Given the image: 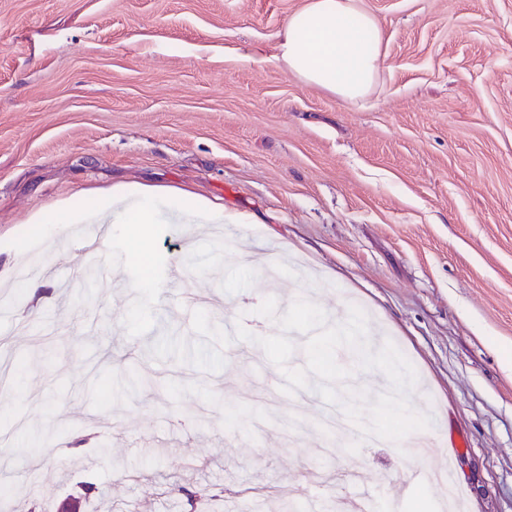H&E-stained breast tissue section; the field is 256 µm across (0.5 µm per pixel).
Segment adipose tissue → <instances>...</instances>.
Masks as SVG:
<instances>
[{
    "instance_id": "ef3b65f1",
    "label": "adipose tissue",
    "mask_w": 512,
    "mask_h": 512,
    "mask_svg": "<svg viewBox=\"0 0 512 512\" xmlns=\"http://www.w3.org/2000/svg\"><path fill=\"white\" fill-rule=\"evenodd\" d=\"M381 46L379 22L362 0H307L289 17L276 59L303 83L356 102L378 81Z\"/></svg>"
}]
</instances>
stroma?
<instances>
[{
	"mask_svg": "<svg viewBox=\"0 0 512 512\" xmlns=\"http://www.w3.org/2000/svg\"><path fill=\"white\" fill-rule=\"evenodd\" d=\"M305 2L0 0V512L22 490L51 512L85 482L122 512H185L171 485L187 458L226 490L203 512H278L313 466L319 495L343 500L337 469L406 463L398 443L326 435L327 403L284 394L255 343L231 342L217 372L154 359L156 329L126 332L123 267L89 302L66 295L85 269L73 235L49 259L12 247L38 210L116 185L224 210L158 239L181 272L154 309L166 334L197 342L196 310L277 334L257 313L268 297L281 315L304 298L342 321L353 294L422 378L412 408L464 453L465 512H512V0H362L383 63L356 103L277 63ZM44 264L29 296L12 271ZM130 375L149 389L124 392Z\"/></svg>",
	"mask_w": 512,
	"mask_h": 512,
	"instance_id": "35a3bbf8",
	"label": "stroma"
}]
</instances>
